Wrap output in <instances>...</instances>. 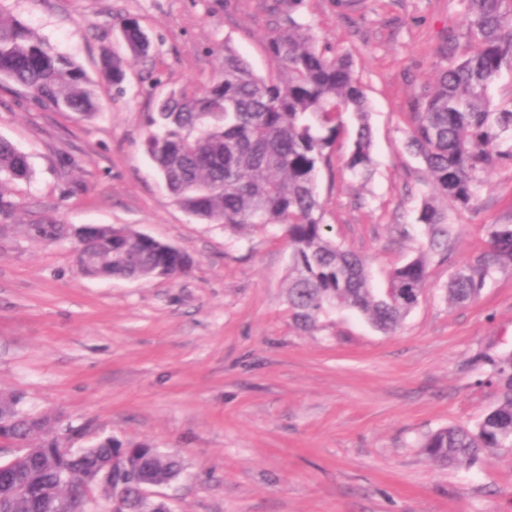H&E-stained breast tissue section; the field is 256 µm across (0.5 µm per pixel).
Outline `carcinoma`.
<instances>
[{
  "label": "carcinoma",
  "instance_id": "obj_1",
  "mask_svg": "<svg viewBox=\"0 0 512 512\" xmlns=\"http://www.w3.org/2000/svg\"><path fill=\"white\" fill-rule=\"evenodd\" d=\"M464 42L450 33L442 46L446 65L412 102L408 147L426 165L430 193L416 216L427 247L388 273L386 287L372 288L366 260L344 247L323 222L318 179L332 171L335 152L350 138L343 169L362 182L373 172L370 106L353 74L348 52L328 54L293 17L273 29L266 50L271 71L254 73L229 47L219 75L205 87L185 86L147 115L144 150L174 202L224 230L284 229L288 247V312L314 330L336 309L359 312L374 328L396 332L419 303L430 255L454 233L439 201L474 207L482 176L512 164V101L495 105L488 90L503 70L512 71V0H462ZM128 55H149L152 44L136 18L121 26ZM126 60L104 53L100 78L114 86ZM0 77L24 88L42 106L84 118L99 103L83 68L54 51L25 25L0 16ZM31 175L29 157L0 138V199L5 185ZM487 244L458 266L448 281L452 304L475 301L497 272L512 270V223L489 224ZM78 249L94 254L83 275L147 281L186 274L192 258L175 246L129 226L92 224L75 232ZM484 384L495 402L472 428L450 425L428 433L421 448L434 463L471 467L500 448L512 447V352L489 359ZM51 415L36 416L23 396L0 393V435L24 449L11 466L19 475L0 482V512H71L73 493L87 475L100 478L101 497L112 512H172L143 496L144 487L166 485L180 460L146 444L104 437L87 448L55 455L59 437L41 429ZM35 483L47 491L23 492Z\"/></svg>",
  "mask_w": 512,
  "mask_h": 512
}]
</instances>
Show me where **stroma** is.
Segmentation results:
<instances>
[{
	"label": "stroma",
	"instance_id": "stroma-1",
	"mask_svg": "<svg viewBox=\"0 0 512 512\" xmlns=\"http://www.w3.org/2000/svg\"><path fill=\"white\" fill-rule=\"evenodd\" d=\"M463 11L461 0H358L343 15L334 0H0V15L78 62L102 102L81 118L0 80V137L32 168L0 195V389L58 416L80 444L113 436L179 455L183 473L156 493L173 512H512V448L469 468L420 448L428 432L477 423L494 393L477 384L490 365L473 358L512 351V272L474 302L446 296L487 225L512 221V167L485 176L474 209L449 208L458 233L396 333L353 310L306 331L288 315L282 230L234 234L190 215L143 150L157 100L208 83L228 47L268 74L275 21L306 23L319 46L352 54L371 112L373 174L323 173L324 221L384 287L425 242L415 218L429 188L405 146L409 102L442 66ZM127 16L153 47L117 89L98 61L123 52ZM32 224L59 233L41 239ZM83 224L131 226L194 265L174 280L84 277L71 236Z\"/></svg>",
	"mask_w": 512,
	"mask_h": 512
}]
</instances>
